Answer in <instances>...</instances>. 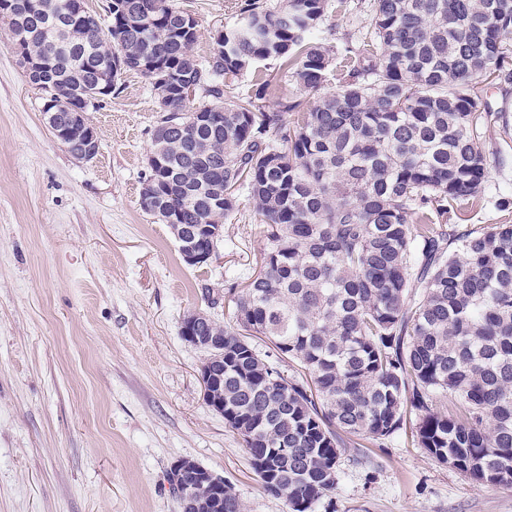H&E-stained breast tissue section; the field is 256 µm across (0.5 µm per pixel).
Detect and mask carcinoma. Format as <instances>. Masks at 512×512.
Here are the masks:
<instances>
[{
	"mask_svg": "<svg viewBox=\"0 0 512 512\" xmlns=\"http://www.w3.org/2000/svg\"><path fill=\"white\" fill-rule=\"evenodd\" d=\"M18 4L0 12L26 53L52 60L29 82L63 99L60 123L110 57L113 91L136 72L163 112L143 194L190 227L225 223L242 190L261 216L260 269L227 289L230 321L202 334L224 337V422L267 495L316 512L346 449L384 444L411 415L414 447L512 488V224L448 223L484 198L489 163L512 165L486 144L495 123L512 135V116L474 83L512 85V0H370L372 30L345 46L352 65L333 93L322 89L336 50L317 34L328 0H243L241 24L203 63L197 22L173 0H112L110 32L51 29L66 0L35 18ZM265 61L288 86L275 108L266 79L224 99L227 76ZM195 83L197 105L183 95ZM193 112L210 113L208 127ZM166 480L217 497L209 512H245L193 468L174 463Z\"/></svg>",
	"mask_w": 512,
	"mask_h": 512,
	"instance_id": "1",
	"label": "carcinoma"
}]
</instances>
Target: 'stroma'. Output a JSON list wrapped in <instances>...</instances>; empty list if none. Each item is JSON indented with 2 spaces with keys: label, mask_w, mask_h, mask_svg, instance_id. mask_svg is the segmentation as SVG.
<instances>
[{
  "label": "stroma",
  "mask_w": 512,
  "mask_h": 512,
  "mask_svg": "<svg viewBox=\"0 0 512 512\" xmlns=\"http://www.w3.org/2000/svg\"><path fill=\"white\" fill-rule=\"evenodd\" d=\"M198 22L193 54L241 22L239 0H174ZM371 17L359 0H329L320 25L342 47ZM0 25V512H181L166 481L189 459L223 477L246 512H286L267 495L241 439L202 397L201 349L183 316L260 267L261 221L240 194L208 265H187L168 225L140 206L161 114L141 76L86 114L97 156L74 158L51 134ZM512 168L491 169L485 200L452 224L512 221L494 209ZM316 512H512V488L481 486L397 433L360 441Z\"/></svg>",
  "instance_id": "obj_1"
}]
</instances>
